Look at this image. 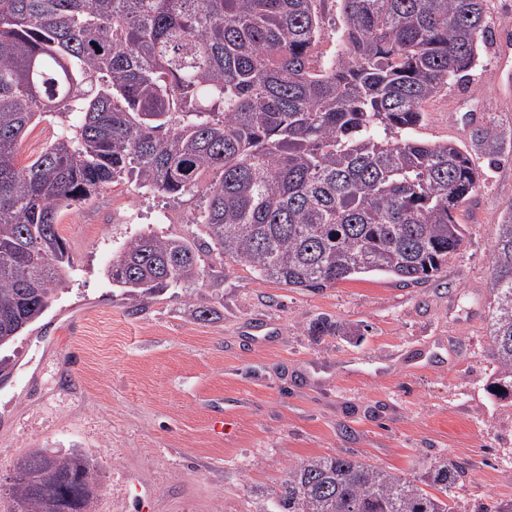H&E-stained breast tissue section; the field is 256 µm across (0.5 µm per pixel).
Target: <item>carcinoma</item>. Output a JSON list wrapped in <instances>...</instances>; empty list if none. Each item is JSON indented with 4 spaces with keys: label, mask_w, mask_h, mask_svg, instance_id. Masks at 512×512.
I'll return each instance as SVG.
<instances>
[{
    "label": "carcinoma",
    "mask_w": 512,
    "mask_h": 512,
    "mask_svg": "<svg viewBox=\"0 0 512 512\" xmlns=\"http://www.w3.org/2000/svg\"><path fill=\"white\" fill-rule=\"evenodd\" d=\"M326 2L0 0V348L55 300L70 264L62 213L125 180L175 203L199 197L202 237L139 233L112 256L108 279L139 297L222 288L226 260L315 291L375 274L424 283L460 253L457 212L482 173L415 130L479 64L485 0H341L340 49L321 65ZM45 116L57 130L18 167ZM471 139L492 163L504 154L492 125ZM491 263L487 391L511 406L512 204ZM308 332L349 335L326 317ZM461 473L448 457L410 479L313 456L260 512H456ZM96 479L92 458L38 450L8 495L14 512H88Z\"/></svg>",
    "instance_id": "carcinoma-1"
}]
</instances>
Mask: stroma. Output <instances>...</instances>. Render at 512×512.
Wrapping results in <instances>:
<instances>
[{
	"label": "stroma",
	"instance_id": "obj_1",
	"mask_svg": "<svg viewBox=\"0 0 512 512\" xmlns=\"http://www.w3.org/2000/svg\"><path fill=\"white\" fill-rule=\"evenodd\" d=\"M486 10L481 65L425 105L419 138L468 150L472 125L491 124L512 139V0ZM474 159L486 176L459 212L465 246L424 284L372 275L307 291L228 260L223 287L142 301L108 281L113 250L148 230L195 235L197 198L121 182L65 212L57 299L0 349V485L31 451H81L99 468L91 512H257L260 491L310 456L419 478L444 455L464 469L457 512L512 504V407L486 392L483 353L512 155ZM202 305L217 317L193 319ZM320 316L350 335H310Z\"/></svg>",
	"mask_w": 512,
	"mask_h": 512
}]
</instances>
